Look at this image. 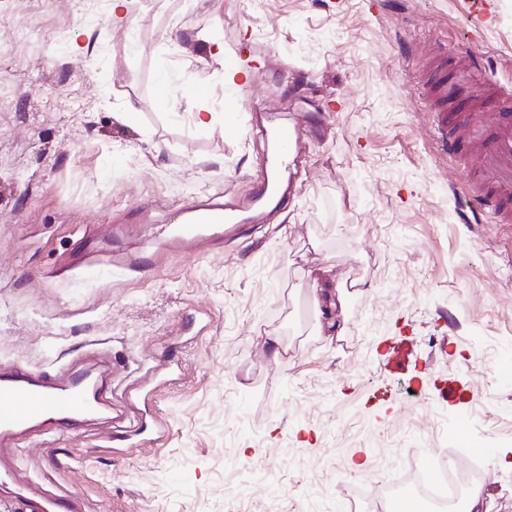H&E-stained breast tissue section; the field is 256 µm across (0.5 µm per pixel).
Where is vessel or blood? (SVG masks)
<instances>
[{
	"instance_id": "obj_1",
	"label": "vessel or blood",
	"mask_w": 512,
	"mask_h": 512,
	"mask_svg": "<svg viewBox=\"0 0 512 512\" xmlns=\"http://www.w3.org/2000/svg\"><path fill=\"white\" fill-rule=\"evenodd\" d=\"M417 85L427 88L433 100L435 137L442 153L453 158L467 150L476 160L480 189L461 194L460 208L488 215L494 224H512V87L482 80L481 93L449 100L448 77L440 56ZM269 139L273 149L248 198L187 208L180 223L164 229L165 238L176 244L215 241L225 233L243 232L270 206H283L294 176L281 167L297 151L300 133L294 125L282 123L270 131ZM86 358L83 352L69 355L50 371L0 365V485L18 489L27 512H87V506L75 491L23 475L13 461L17 449L33 443L54 447L57 435L102 414L111 417L113 439L144 431L130 408L116 407L111 386L84 368ZM48 414L58 421L57 435L41 428Z\"/></svg>"
}]
</instances>
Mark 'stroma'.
Listing matches in <instances>:
<instances>
[{
    "label": "stroma",
    "instance_id": "obj_1",
    "mask_svg": "<svg viewBox=\"0 0 512 512\" xmlns=\"http://www.w3.org/2000/svg\"><path fill=\"white\" fill-rule=\"evenodd\" d=\"M438 51L449 85L472 51L512 84V0H130L123 20L111 0H0V362L98 343L147 426L141 447L96 423L23 449L27 477L88 512H343L344 487L406 470L445 416L491 451L473 512H512L494 481L512 371L487 361L512 353V224L459 218L473 159L441 153L413 82ZM314 114L285 209L164 247L186 205L250 194L262 128ZM131 249L163 258L56 273Z\"/></svg>",
    "mask_w": 512,
    "mask_h": 512
}]
</instances>
